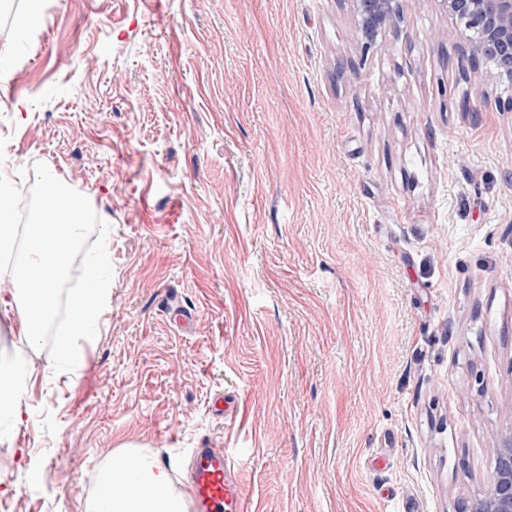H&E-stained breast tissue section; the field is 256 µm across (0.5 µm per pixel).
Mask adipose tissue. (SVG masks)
Returning a JSON list of instances; mask_svg holds the SVG:
<instances>
[{
    "label": "adipose tissue",
    "instance_id": "ef3b65f1",
    "mask_svg": "<svg viewBox=\"0 0 512 512\" xmlns=\"http://www.w3.org/2000/svg\"><path fill=\"white\" fill-rule=\"evenodd\" d=\"M87 512H185V504L152 456L125 451L108 459Z\"/></svg>",
    "mask_w": 512,
    "mask_h": 512
}]
</instances>
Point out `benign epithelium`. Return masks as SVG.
<instances>
[{
  "label": "benign epithelium",
  "instance_id": "obj_1",
  "mask_svg": "<svg viewBox=\"0 0 512 512\" xmlns=\"http://www.w3.org/2000/svg\"><path fill=\"white\" fill-rule=\"evenodd\" d=\"M448 17V38L464 47L472 71L486 68L491 79L512 81V0H434ZM363 50L370 51L381 30L403 22L402 0H353ZM497 467L478 499L462 512H512V432L494 443Z\"/></svg>",
  "mask_w": 512,
  "mask_h": 512
}]
</instances>
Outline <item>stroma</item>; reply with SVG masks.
<instances>
[{"label":"stroma","mask_w":512,"mask_h":512,"mask_svg":"<svg viewBox=\"0 0 512 512\" xmlns=\"http://www.w3.org/2000/svg\"><path fill=\"white\" fill-rule=\"evenodd\" d=\"M7 5L0 174L86 195L113 268L68 373L0 294L8 512H86L123 449L178 492L189 449H224L251 512L484 492L512 425V82L461 73L433 0L367 52L351 0H49L27 36ZM20 401V389L12 371L0 363V409L16 413ZM4 407H7L6 409Z\"/></svg>","instance_id":"stroma-1"}]
</instances>
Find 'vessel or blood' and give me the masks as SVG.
I'll return each instance as SVG.
<instances>
[{
    "label": "vessel or blood",
    "mask_w": 512,
    "mask_h": 512,
    "mask_svg": "<svg viewBox=\"0 0 512 512\" xmlns=\"http://www.w3.org/2000/svg\"><path fill=\"white\" fill-rule=\"evenodd\" d=\"M186 486L192 512H250L238 463L223 449H191Z\"/></svg>",
    "instance_id": "obj_1"
}]
</instances>
